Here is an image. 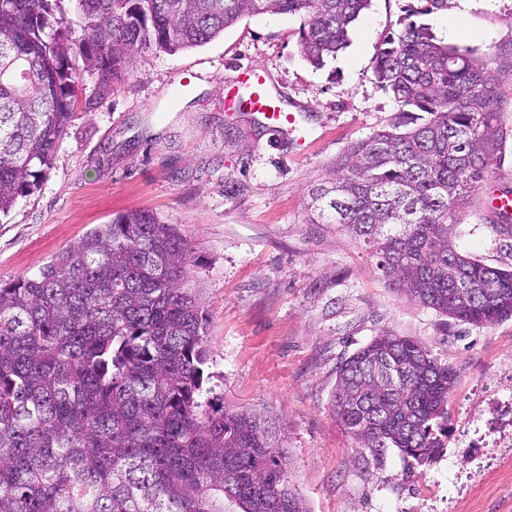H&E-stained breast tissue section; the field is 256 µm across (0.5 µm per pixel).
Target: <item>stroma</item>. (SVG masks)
<instances>
[{
  "mask_svg": "<svg viewBox=\"0 0 512 512\" xmlns=\"http://www.w3.org/2000/svg\"><path fill=\"white\" fill-rule=\"evenodd\" d=\"M406 3L370 0L321 68L301 52L302 18L288 14L244 16L200 47L138 52L125 82L74 118L42 186L0 218V282L38 274L118 214L153 213L194 251L205 388L225 407L277 418L310 512H512V318L478 327L408 299L309 196L352 144L397 120L373 70ZM429 22L441 39L457 26L452 46L496 80L504 156L448 236L459 254L506 269L512 239L491 232L486 202L512 191V0H448ZM247 66L295 115L293 134L240 110L244 91L225 78ZM388 331L457 373L447 446L422 466L394 448L375 459L333 409L341 363Z\"/></svg>",
  "mask_w": 512,
  "mask_h": 512,
  "instance_id": "stroma-1",
  "label": "stroma"
}]
</instances>
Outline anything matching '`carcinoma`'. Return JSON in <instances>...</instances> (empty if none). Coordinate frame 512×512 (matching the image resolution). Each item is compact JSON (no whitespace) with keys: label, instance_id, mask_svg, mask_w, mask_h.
<instances>
[{"label":"carcinoma","instance_id":"obj_1","mask_svg":"<svg viewBox=\"0 0 512 512\" xmlns=\"http://www.w3.org/2000/svg\"><path fill=\"white\" fill-rule=\"evenodd\" d=\"M0 0V217L36 191L71 121L124 83L135 51L200 47L245 15L303 18L315 67L344 49L369 0ZM448 0H408L374 75L410 115L351 146L312 206L362 239L398 290L451 318L512 317V269L458 254L448 225L500 162L496 83L436 36ZM94 79L83 95V77ZM174 224L120 214L39 275L0 284V512H310L275 421L215 407L204 310ZM457 376L384 333L338 368L336 418L374 456L441 455Z\"/></svg>","mask_w":512,"mask_h":512}]
</instances>
